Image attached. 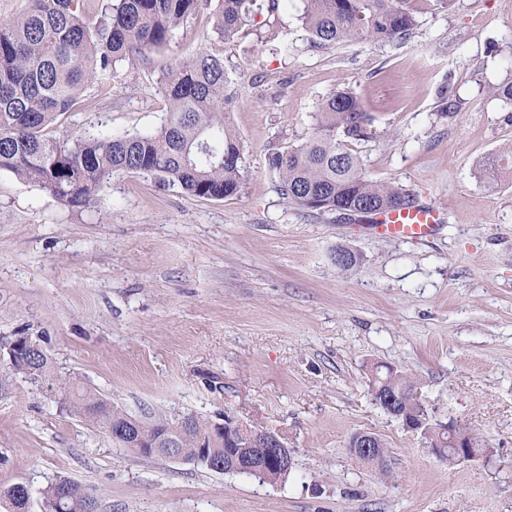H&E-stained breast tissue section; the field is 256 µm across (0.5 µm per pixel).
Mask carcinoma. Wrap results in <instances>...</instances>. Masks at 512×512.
I'll return each instance as SVG.
<instances>
[{
    "label": "carcinoma",
    "mask_w": 512,
    "mask_h": 512,
    "mask_svg": "<svg viewBox=\"0 0 512 512\" xmlns=\"http://www.w3.org/2000/svg\"><path fill=\"white\" fill-rule=\"evenodd\" d=\"M32 6L0 22V171L33 183L68 206L91 200L114 172L154 177L163 187L221 200L235 195L243 156L225 112L233 103L224 58L206 49L176 55L160 83L168 118L148 134L60 139L49 126L72 111L80 95L121 62L134 64L145 52L167 47L190 27L208 0H31ZM301 20L316 47L394 43L413 33L415 18L407 0H303ZM280 0H217L213 32L232 42L254 16L278 13ZM371 117L353 93L340 90L320 105L319 122L301 145L268 156L278 189L307 211H366L410 208L414 195L396 185L372 181L349 144L369 137ZM42 369L54 375L48 356L22 359L14 370L28 375ZM72 411L93 427L106 429L125 413L108 408L96 394L59 381ZM399 396L414 405L412 378L399 372ZM178 449L195 453L209 423L193 418ZM70 479L50 483L42 493L58 502L57 512H84L96 501Z\"/></svg>",
    "instance_id": "obj_1"
}]
</instances>
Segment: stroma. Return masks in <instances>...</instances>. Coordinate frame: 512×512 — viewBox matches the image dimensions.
Returning a JSON list of instances; mask_svg holds the SVG:
<instances>
[{"label":"stroma","mask_w":512,"mask_h":512,"mask_svg":"<svg viewBox=\"0 0 512 512\" xmlns=\"http://www.w3.org/2000/svg\"><path fill=\"white\" fill-rule=\"evenodd\" d=\"M410 7L407 40L333 48L312 46L302 0L230 43L200 12L51 128L156 131L160 68L207 49L236 94L232 197L116 172L71 208L0 172V338L32 337L55 367L36 382L0 359V487L26 484L31 512L63 476L96 512H512V170L493 187L481 176L512 148V102L493 93L512 82V0ZM342 89L372 118L353 145L366 175L438 210L430 239L381 238L278 193L268 154L306 141ZM339 247L358 256L349 270ZM378 364L413 375L433 419L466 428L482 456L448 464L377 406ZM62 379L148 423L229 412L280 432L292 472L268 482L140 456L70 413ZM359 431L386 442L382 466L349 455Z\"/></svg>","instance_id":"stroma-1"}]
</instances>
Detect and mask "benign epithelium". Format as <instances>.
<instances>
[{"label": "benign epithelium", "mask_w": 512, "mask_h": 512, "mask_svg": "<svg viewBox=\"0 0 512 512\" xmlns=\"http://www.w3.org/2000/svg\"><path fill=\"white\" fill-rule=\"evenodd\" d=\"M27 337L16 336L8 341H1L0 348H6L9 365H14L19 350L27 346ZM397 369L390 368V376L387 385L389 389L383 392L382 405L388 411L403 418L405 427L413 432H420L424 426L431 424V418L423 415L421 418L413 417L412 409L399 403L398 394L394 389ZM190 420L184 418L178 421V428H169L147 439L144 437L143 423L131 417H122L112 421L110 435L114 439H120L129 446L138 449H147L155 454L163 455L175 461L196 464L197 460L184 457L177 450V441L173 437L174 431H182L188 426ZM248 429L247 424L236 418L224 415V422L213 423L210 431L198 437L197 455L208 461L213 471L218 473L233 472L237 474L255 475L263 480L273 482L284 477L292 468V456L283 439L276 433H268L265 438L267 447L255 451L250 447V442L244 440L243 432ZM227 439L235 444L233 448L224 449V455L218 454V449L213 447L215 440ZM378 436L369 432L354 434L348 443L349 454L354 458H362L369 462H377L380 459L378 448ZM451 448L453 458L458 461H469L479 456L472 436L448 428V443L441 441L431 442L433 451L439 457L445 458V447ZM31 495L28 487L23 483H16L10 487L9 494L0 497V503L5 505L10 512H29Z\"/></svg>", "instance_id": "1"}]
</instances>
